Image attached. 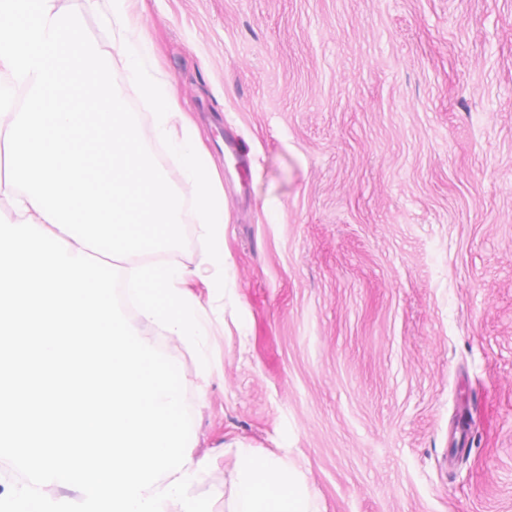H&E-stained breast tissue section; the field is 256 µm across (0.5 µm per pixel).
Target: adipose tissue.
Returning <instances> with one entry per match:
<instances>
[{
  "label": "adipose tissue",
  "instance_id": "obj_1",
  "mask_svg": "<svg viewBox=\"0 0 512 512\" xmlns=\"http://www.w3.org/2000/svg\"><path fill=\"white\" fill-rule=\"evenodd\" d=\"M232 485L225 512H323L316 493L288 457L243 445L225 446Z\"/></svg>",
  "mask_w": 512,
  "mask_h": 512
}]
</instances>
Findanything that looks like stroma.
Instances as JSON below:
<instances>
[{"label": "stroma", "mask_w": 512, "mask_h": 512, "mask_svg": "<svg viewBox=\"0 0 512 512\" xmlns=\"http://www.w3.org/2000/svg\"><path fill=\"white\" fill-rule=\"evenodd\" d=\"M57 6L110 46V0ZM126 10L227 179L206 403L163 349L193 455L288 456L325 512H512V0Z\"/></svg>", "instance_id": "1"}]
</instances>
